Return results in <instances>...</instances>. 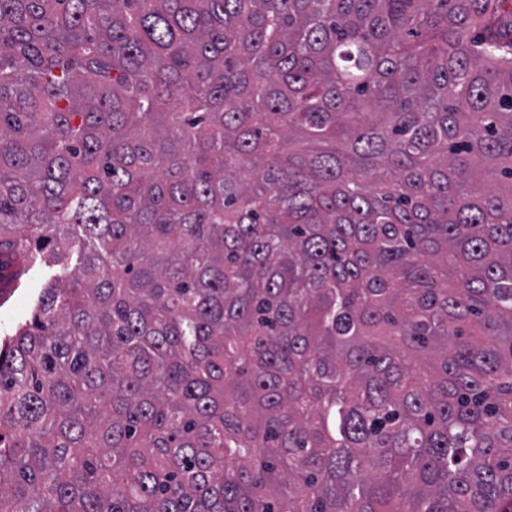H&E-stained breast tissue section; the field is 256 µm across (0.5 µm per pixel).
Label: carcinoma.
<instances>
[{
	"label": "carcinoma",
	"instance_id": "carcinoma-1",
	"mask_svg": "<svg viewBox=\"0 0 512 512\" xmlns=\"http://www.w3.org/2000/svg\"><path fill=\"white\" fill-rule=\"evenodd\" d=\"M0 512H512V0H0ZM57 268L38 262L23 275L19 288H2L0 338L8 334L17 323L30 318L42 288L53 281Z\"/></svg>",
	"mask_w": 512,
	"mask_h": 512
}]
</instances>
